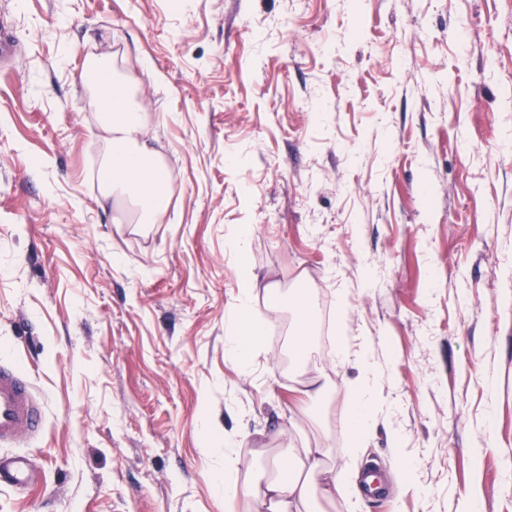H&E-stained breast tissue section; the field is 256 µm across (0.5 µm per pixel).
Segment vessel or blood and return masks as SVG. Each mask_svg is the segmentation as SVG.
<instances>
[{"label": "vessel or blood", "mask_w": 512, "mask_h": 512, "mask_svg": "<svg viewBox=\"0 0 512 512\" xmlns=\"http://www.w3.org/2000/svg\"><path fill=\"white\" fill-rule=\"evenodd\" d=\"M43 424V408L28 374L18 372L9 360H1L0 447L12 446L39 434ZM31 481V465L27 454L18 452L0 458V484L23 488Z\"/></svg>", "instance_id": "obj_1"}]
</instances>
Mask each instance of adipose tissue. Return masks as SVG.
<instances>
[{
    "label": "adipose tissue",
    "mask_w": 512,
    "mask_h": 512,
    "mask_svg": "<svg viewBox=\"0 0 512 512\" xmlns=\"http://www.w3.org/2000/svg\"><path fill=\"white\" fill-rule=\"evenodd\" d=\"M84 77L95 92L99 107L98 127L103 134L105 155L100 171L101 195L104 199L127 200L137 210L141 224L155 223L167 206L170 193L165 167L144 138V118L135 100L133 88L117 74L111 61L88 59ZM261 322L247 319L245 325L227 338L226 354L240 369L246 370L259 357ZM378 395L376 378L365 373L356 387L355 408L348 419L354 445H361L375 420L372 408ZM238 442L224 440V498L242 496L250 500L251 512H312L315 496L341 501L345 512H352L346 472L328 468L326 448H289L279 456L278 465L289 471L288 479L268 481L264 487L238 486L235 474Z\"/></svg>",
    "instance_id": "1"
}]
</instances>
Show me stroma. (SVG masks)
<instances>
[{"label": "stroma", "instance_id": "obj_1", "mask_svg": "<svg viewBox=\"0 0 512 512\" xmlns=\"http://www.w3.org/2000/svg\"><path fill=\"white\" fill-rule=\"evenodd\" d=\"M1 18L0 349L45 425L0 512H225L228 436L242 484L305 437L384 471L355 512H461L468 490L512 512V0H0ZM91 57L138 90L170 182L153 224L114 223L99 192ZM245 267L266 322L248 375L225 353ZM369 359L391 381L355 448Z\"/></svg>", "mask_w": 512, "mask_h": 512}]
</instances>
